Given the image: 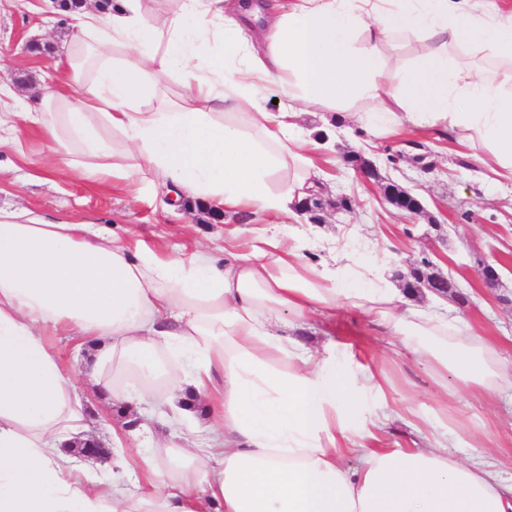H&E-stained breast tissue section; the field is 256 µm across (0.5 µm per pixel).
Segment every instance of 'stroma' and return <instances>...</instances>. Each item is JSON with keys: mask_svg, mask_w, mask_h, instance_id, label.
I'll return each instance as SVG.
<instances>
[{"mask_svg": "<svg viewBox=\"0 0 512 512\" xmlns=\"http://www.w3.org/2000/svg\"><path fill=\"white\" fill-rule=\"evenodd\" d=\"M72 32L69 14L50 0H0V94H14L34 104L43 82L55 77L62 43ZM47 45L43 56L25 44ZM329 136L314 153L336 196L351 200L349 211L326 224L283 222L276 214H214L199 202L170 205L167 190L149 179L114 182L107 189L85 184L76 175L61 176L45 166L41 134L22 128L21 151L0 148V206H23L58 220L110 224L129 228L148 243L217 245L249 249L257 224H283L286 232L312 240L331 236H366L382 251L389 269L431 261L469 303L458 316L483 335L497 340L512 357V181L478 180L448 143L434 133L374 138L350 120L317 109L303 116V133ZM359 154L374 163L379 182L360 180L347 162ZM394 183L418 197L421 213L409 215L392 206L383 186ZM496 268L499 279H483L484 266ZM313 347L331 343L337 367L357 372L372 368L383 378L393 420L382 444L389 448H423L424 420L455 435L457 456L466 462L493 464L512 471V390L481 394L443 384L423 367L396 336L383 335L354 313H341L330 336H300Z\"/></svg>", "mask_w": 512, "mask_h": 512, "instance_id": "obj_1", "label": "stroma"}]
</instances>
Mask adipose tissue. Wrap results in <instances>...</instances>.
<instances>
[{"instance_id": "ef3b65f1", "label": "adipose tissue", "mask_w": 512, "mask_h": 512, "mask_svg": "<svg viewBox=\"0 0 512 512\" xmlns=\"http://www.w3.org/2000/svg\"><path fill=\"white\" fill-rule=\"evenodd\" d=\"M73 20L60 64L75 96L47 85L35 106L0 107V134L37 129L52 168L90 184L149 172L219 211L294 218L324 188L303 109L365 97L376 108L356 113L361 128L438 132L480 175L512 179V68L490 78L456 62L512 58V10L490 0H176L165 16L114 0ZM404 39L424 55L393 60ZM171 77L181 101L145 107ZM308 248L263 227L249 251L186 254L0 209V512H512L503 472L463 463L447 434L381 447L390 419L368 407L381 378L285 335L355 311L438 378L487 392L512 387V360L439 297L412 303L369 239L322 243L315 263ZM55 336L94 347L84 371L65 369ZM159 382L169 423L183 390L208 401L197 436L151 432L141 454L112 426L105 478L69 452L89 430L85 388L127 403Z\"/></svg>"}]
</instances>
